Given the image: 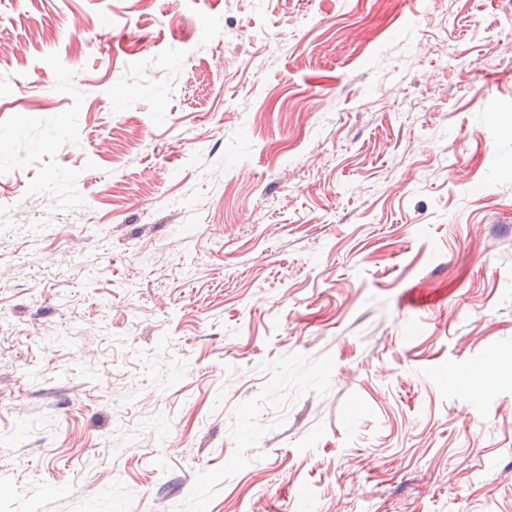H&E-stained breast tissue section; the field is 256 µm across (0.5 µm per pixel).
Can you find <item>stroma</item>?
<instances>
[{
	"label": "stroma",
	"instance_id": "stroma-1",
	"mask_svg": "<svg viewBox=\"0 0 512 512\" xmlns=\"http://www.w3.org/2000/svg\"><path fill=\"white\" fill-rule=\"evenodd\" d=\"M0 46V512H512V0Z\"/></svg>",
	"mask_w": 512,
	"mask_h": 512
}]
</instances>
